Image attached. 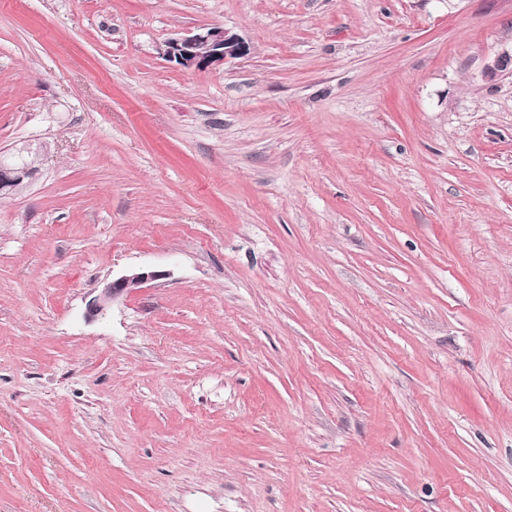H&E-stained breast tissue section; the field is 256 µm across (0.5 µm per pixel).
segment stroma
<instances>
[{"instance_id":"obj_1","label":"stroma","mask_w":512,"mask_h":512,"mask_svg":"<svg viewBox=\"0 0 512 512\" xmlns=\"http://www.w3.org/2000/svg\"><path fill=\"white\" fill-rule=\"evenodd\" d=\"M211 25L248 55L163 58ZM509 46L512 0H0V512H512ZM503 75L512 77V46L510 49H502L489 58L482 71V76L490 80ZM29 154L33 151L27 145L15 149L9 158L0 157V197L13 195L23 190L30 182V178L39 168L38 162L40 153L34 152L32 161L27 162L24 152ZM163 276V272L148 267L133 269L113 276L112 281L107 282L100 289L99 294L92 299L89 311L93 315H105L116 298L147 283L157 281Z\"/></svg>"}]
</instances>
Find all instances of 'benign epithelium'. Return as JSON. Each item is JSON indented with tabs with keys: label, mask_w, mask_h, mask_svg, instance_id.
I'll use <instances>...</instances> for the list:
<instances>
[{
	"label": "benign epithelium",
	"mask_w": 512,
	"mask_h": 512,
	"mask_svg": "<svg viewBox=\"0 0 512 512\" xmlns=\"http://www.w3.org/2000/svg\"><path fill=\"white\" fill-rule=\"evenodd\" d=\"M247 54L248 46L242 38L222 26H206L177 35L168 39L162 49L166 61L190 70H206ZM503 75L512 76V48L494 54L482 71V76L490 80ZM26 152H31V148L23 145L10 157H0V197L23 190L30 182L29 176L38 170L40 153L34 152L32 161L28 162L24 157ZM163 277V272L148 267L119 274L100 289L90 302L89 311L103 315L119 296Z\"/></svg>",
	"instance_id": "7a95c632"
}]
</instances>
